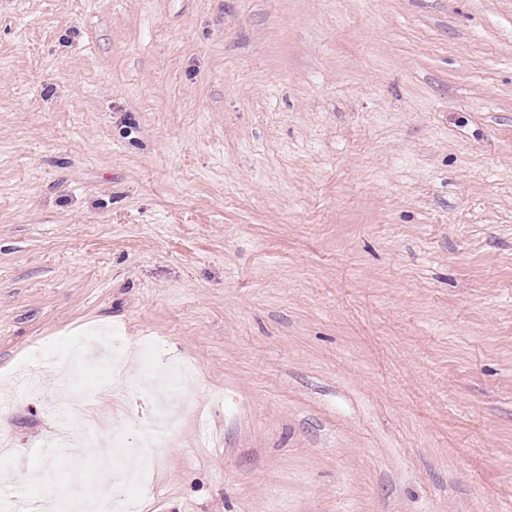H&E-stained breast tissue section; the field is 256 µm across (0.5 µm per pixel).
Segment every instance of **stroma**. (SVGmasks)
<instances>
[{"label":"stroma","instance_id":"stroma-1","mask_svg":"<svg viewBox=\"0 0 512 512\" xmlns=\"http://www.w3.org/2000/svg\"><path fill=\"white\" fill-rule=\"evenodd\" d=\"M89 335L140 512H512V0H0V502ZM142 351L147 362V370H153L156 362L165 363V370L171 375L181 376L188 371V366L176 361H168V358L162 353L160 346L155 341H146L142 346Z\"/></svg>","mask_w":512,"mask_h":512}]
</instances>
